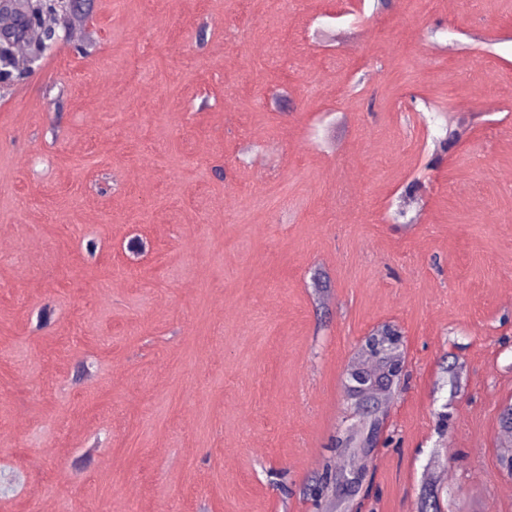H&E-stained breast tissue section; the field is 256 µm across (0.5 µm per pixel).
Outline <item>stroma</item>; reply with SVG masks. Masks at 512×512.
I'll return each mask as SVG.
<instances>
[{"label":"stroma","instance_id":"35a3bbf8","mask_svg":"<svg viewBox=\"0 0 512 512\" xmlns=\"http://www.w3.org/2000/svg\"><path fill=\"white\" fill-rule=\"evenodd\" d=\"M80 11L0 87V512H322L386 321L407 378L361 512H418L441 470L457 512H512V0ZM500 432L505 436L501 448L498 452L499 469L505 472H511L512 475V403L503 406L499 417ZM502 475L511 477V475Z\"/></svg>","mask_w":512,"mask_h":512}]
</instances>
